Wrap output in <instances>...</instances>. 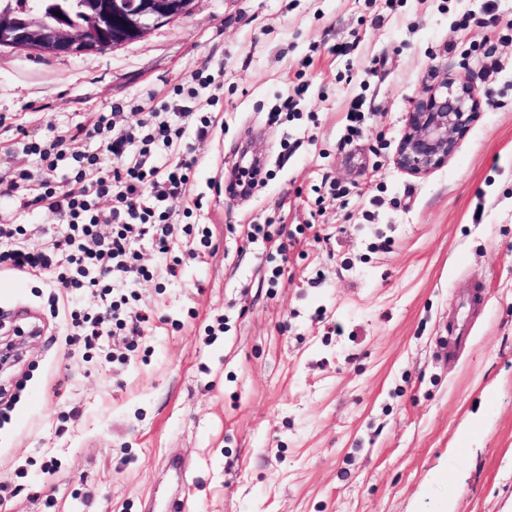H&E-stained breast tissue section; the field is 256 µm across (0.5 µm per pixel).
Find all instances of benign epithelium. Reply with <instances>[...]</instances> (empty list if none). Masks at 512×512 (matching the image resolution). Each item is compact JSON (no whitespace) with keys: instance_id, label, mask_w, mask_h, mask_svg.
I'll list each match as a JSON object with an SVG mask.
<instances>
[{"instance_id":"obj_1","label":"benign epithelium","mask_w":512,"mask_h":512,"mask_svg":"<svg viewBox=\"0 0 512 512\" xmlns=\"http://www.w3.org/2000/svg\"><path fill=\"white\" fill-rule=\"evenodd\" d=\"M195 0H89L79 24L64 18L49 23L25 0L0 11V47L37 54L82 55L115 49L144 37L164 23L187 18ZM479 89L466 79H443L407 113L395 163L411 175H423L448 162L454 138L477 120Z\"/></svg>"}]
</instances>
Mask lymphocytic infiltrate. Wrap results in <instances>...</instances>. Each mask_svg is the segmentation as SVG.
<instances>
[{"label": "lymphocytic infiltrate", "mask_w": 512, "mask_h": 512, "mask_svg": "<svg viewBox=\"0 0 512 512\" xmlns=\"http://www.w3.org/2000/svg\"><path fill=\"white\" fill-rule=\"evenodd\" d=\"M187 107L164 102L153 108L145 122L144 144L163 146L172 160L163 167L147 166L144 159L128 152L134 133L115 127L111 116L99 114L84 136L55 137L50 143L29 142L27 152L42 162L40 177L21 171L0 186V198H28L37 209L50 212L63 222L64 231L45 247H34L26 239L23 225L7 222L0 215V270L28 274L49 272L54 287L64 292L84 290L100 300L97 308L71 312L74 334L67 345L83 344L91 350L100 346L104 326L140 335L150 316L130 310L126 296L117 289L127 282L151 280L152 269L140 260L138 248L148 244L169 260L168 272H176L183 260L173 240L171 200L184 196L194 158L181 150V130L177 118L188 116ZM100 139L105 152L114 156L111 173L101 168L100 153L88 150L85 139ZM71 170L65 180H57L59 162ZM110 233H102V225Z\"/></svg>", "instance_id": "1"}]
</instances>
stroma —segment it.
<instances>
[{"label":"stroma","instance_id":"obj_1","mask_svg":"<svg viewBox=\"0 0 512 512\" xmlns=\"http://www.w3.org/2000/svg\"><path fill=\"white\" fill-rule=\"evenodd\" d=\"M200 70L222 89L193 108L220 126L201 140L180 120L196 165L171 208L212 244L180 236L177 278L126 288L154 314L142 339L65 345L67 311L97 297L0 274V334L41 329L0 372V512H166L175 494L188 512H512V0H195L114 50L1 47L0 178L40 174L22 134H78L99 112L137 128ZM447 75L478 87L481 114L445 165L410 175L405 116ZM294 92L299 117L269 123ZM246 151L261 173L229 193ZM271 220L294 235L275 284L272 244L246 237Z\"/></svg>","mask_w":512,"mask_h":512}]
</instances>
